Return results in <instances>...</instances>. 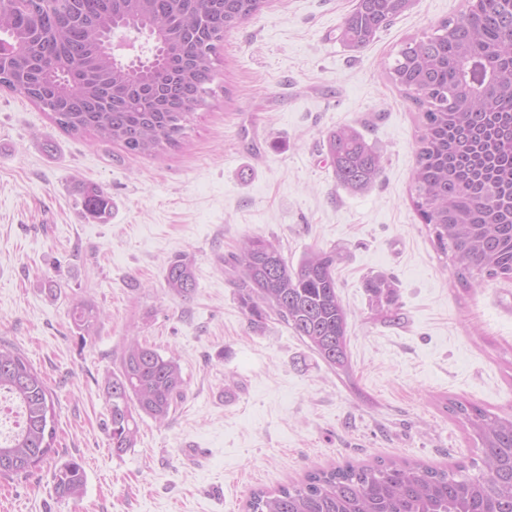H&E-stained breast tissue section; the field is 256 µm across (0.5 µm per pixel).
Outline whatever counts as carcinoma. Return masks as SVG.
Instances as JSON below:
<instances>
[{
	"mask_svg": "<svg viewBox=\"0 0 512 512\" xmlns=\"http://www.w3.org/2000/svg\"><path fill=\"white\" fill-rule=\"evenodd\" d=\"M413 2L356 0L336 40L363 49ZM264 6V0H0V41L12 49L0 66V86L24 94L69 134L90 133L132 154L157 156L178 144L189 111L205 101L224 33ZM116 27L146 36L141 54L158 50L161 60L137 69L115 60L106 39ZM387 78L419 110L411 199L437 251L451 255L465 283L512 278V0H465L459 16L402 42ZM325 143L341 187L361 193L381 177L380 155L357 129L331 130ZM81 199L89 218L112 216L102 185H84ZM338 261L336 250H318L294 267L258 235L223 259L251 327L272 313L327 366L346 373L348 313L337 292ZM163 280L184 297L197 288L187 258L169 263ZM365 288L389 321L402 320L391 278L369 277ZM71 319L88 332L97 314L76 303ZM105 391L112 454L119 457L134 447L138 419L168 417L184 396V379L174 359L133 338ZM0 394L21 416L0 441V478L26 476L56 452L53 396L25 356L2 346ZM446 409L480 445V461L435 468L398 458L314 469L297 484L252 492L249 512H512V414L459 401ZM52 481L59 497L75 500L86 473L70 459Z\"/></svg>",
	"mask_w": 512,
	"mask_h": 512,
	"instance_id": "cac0c4a2",
	"label": "carcinoma"
}]
</instances>
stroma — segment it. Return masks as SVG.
Instances as JSON below:
<instances>
[{
  "label": "stroma",
  "instance_id": "35a3bbf8",
  "mask_svg": "<svg viewBox=\"0 0 512 512\" xmlns=\"http://www.w3.org/2000/svg\"><path fill=\"white\" fill-rule=\"evenodd\" d=\"M354 5L268 0L225 34L211 96L157 157L66 134L0 90V344L42 373L56 413L55 454L0 479V512H247L253 490L316 467L479 458L448 400L512 413V279L465 286L436 251L410 198L417 110L384 77L405 37L465 0H415L360 51L336 39ZM340 125L381 156L367 192L336 182L325 138ZM86 183L111 196L107 223L83 214ZM250 235L293 266L342 255L350 374L276 317L250 327L222 263ZM179 256L198 282L187 297L163 280ZM378 274L395 281L401 323L369 303ZM79 301L99 314L88 334L69 315ZM133 337L177 361L185 397L164 422L142 417L118 457L104 387ZM72 458L86 472L76 501L52 482Z\"/></svg>",
  "mask_w": 512,
  "mask_h": 512
}]
</instances>
